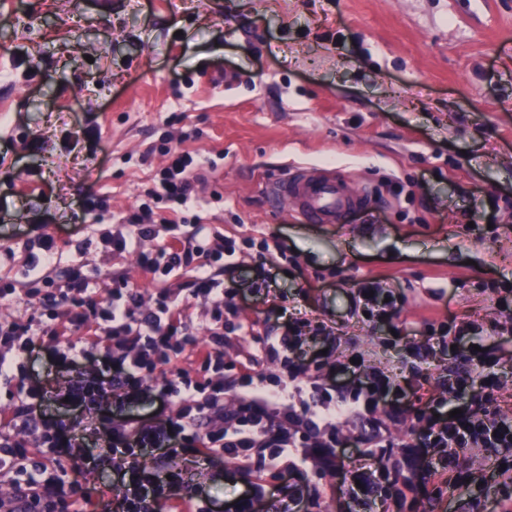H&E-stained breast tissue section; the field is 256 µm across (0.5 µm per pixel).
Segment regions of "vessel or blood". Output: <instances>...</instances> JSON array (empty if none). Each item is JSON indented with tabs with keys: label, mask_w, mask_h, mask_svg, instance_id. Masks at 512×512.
Instances as JSON below:
<instances>
[{
	"label": "vessel or blood",
	"mask_w": 512,
	"mask_h": 512,
	"mask_svg": "<svg viewBox=\"0 0 512 512\" xmlns=\"http://www.w3.org/2000/svg\"><path fill=\"white\" fill-rule=\"evenodd\" d=\"M266 198L272 207L289 208L296 218L333 224L366 208L370 190L338 169L294 166L267 184Z\"/></svg>",
	"instance_id": "b4317fda"
}]
</instances>
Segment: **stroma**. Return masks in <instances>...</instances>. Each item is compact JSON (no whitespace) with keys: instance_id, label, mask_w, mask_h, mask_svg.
<instances>
[{"instance_id":"1","label":"stroma","mask_w":512,"mask_h":512,"mask_svg":"<svg viewBox=\"0 0 512 512\" xmlns=\"http://www.w3.org/2000/svg\"><path fill=\"white\" fill-rule=\"evenodd\" d=\"M210 158L195 194L240 265L237 321L284 334L307 321L302 362L351 356L402 389L375 412L393 448L410 442L416 494L352 497L350 470L367 448L340 431L335 463L282 461L257 512L312 487L299 512H493L496 483L437 486L418 441L420 396L439 397L460 354L432 351L429 328L456 319L500 360L502 416L512 418V325L490 287L512 285V0H0V286L17 288L38 238L52 236L55 279L76 263L96 269L99 294L127 278L142 311L157 286L137 253L116 254L85 227L90 196L122 217L143 201L165 148ZM291 162L334 164L373 191L341 224L275 212L263 193ZM390 290L389 319L362 323L361 279ZM253 337L224 339V402L251 368ZM193 479L225 508L249 489L237 463L215 458Z\"/></svg>"}]
</instances>
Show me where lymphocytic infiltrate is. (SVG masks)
Masks as SVG:
<instances>
[{
    "label": "lymphocytic infiltrate",
    "mask_w": 512,
    "mask_h": 512,
    "mask_svg": "<svg viewBox=\"0 0 512 512\" xmlns=\"http://www.w3.org/2000/svg\"><path fill=\"white\" fill-rule=\"evenodd\" d=\"M206 163L189 153H174L155 172L145 190L146 204L138 212L113 223L106 242L113 251H135L142 270L158 283L155 305L141 313L126 279L117 277L108 297H100L93 275L83 266L70 267L62 284L51 285L50 266L56 254L51 237L40 236L41 252L30 255L21 276L49 286L31 307L26 319L0 322V382L16 383L13 412L0 421V476L8 478L13 498L23 512H215L213 501L185 480L182 472L166 468V461L189 458L200 466L213 457L245 463L257 473L277 471L282 459L307 463L310 435L335 438L345 427L366 430L368 447L385 461L386 425L366 422L365 413L381 402L398 399L399 389L388 377L371 374L347 390L335 375L319 369L295 367L288 357L298 328L277 336L251 324H237L239 335L260 345L261 362H280L283 374L267 379L247 372L239 377L238 418L224 406V313L232 307V291L221 272H233L234 247L215 248L223 232L193 214V183ZM159 223L163 234L154 249L144 251L145 227ZM189 278L181 294L168 288L171 280ZM211 311L210 343H200L185 312L194 302ZM38 336L63 337L50 351L59 367L76 372L68 388V407L100 414L102 445L85 456L87 471L112 470V485L89 493L69 478L64 443L74 423L69 419L38 421L34 412L48 392L37 384H23L22 366ZM105 346L95 374L82 369L93 347ZM193 359L202 371L193 379L183 373L164 378L159 390L149 382L163 366ZM468 371L450 377L447 401L429 403L436 419L424 435L425 447L437 450L440 468L429 469L431 481H442L460 448H512V420L499 417L493 404L495 359L470 350ZM177 402L176 417L157 425L137 424L127 410L145 402ZM35 437L36 447L26 445ZM161 452L154 466L142 461L145 452ZM121 486L113 499V486Z\"/></svg>",
    "instance_id": "obj_1"
}]
</instances>
